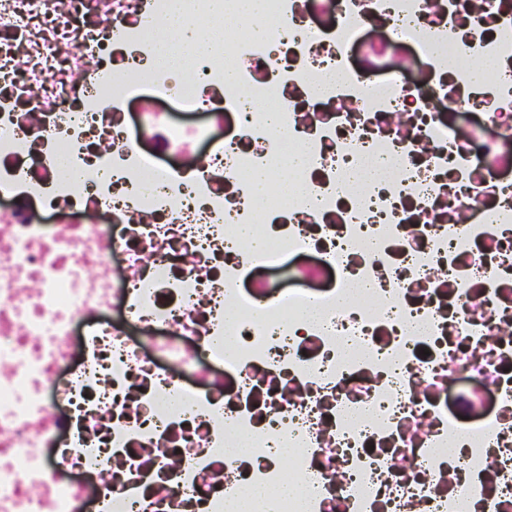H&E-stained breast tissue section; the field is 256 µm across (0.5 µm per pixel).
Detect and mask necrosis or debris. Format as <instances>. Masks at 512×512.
I'll use <instances>...</instances> for the list:
<instances>
[{
    "label": "necrosis or debris",
    "instance_id": "1",
    "mask_svg": "<svg viewBox=\"0 0 512 512\" xmlns=\"http://www.w3.org/2000/svg\"><path fill=\"white\" fill-rule=\"evenodd\" d=\"M180 2L0 0V512H512V0ZM207 50L194 26L176 21L168 31L158 39L157 66L170 70H184L188 53L201 54Z\"/></svg>",
    "mask_w": 512,
    "mask_h": 512
}]
</instances>
